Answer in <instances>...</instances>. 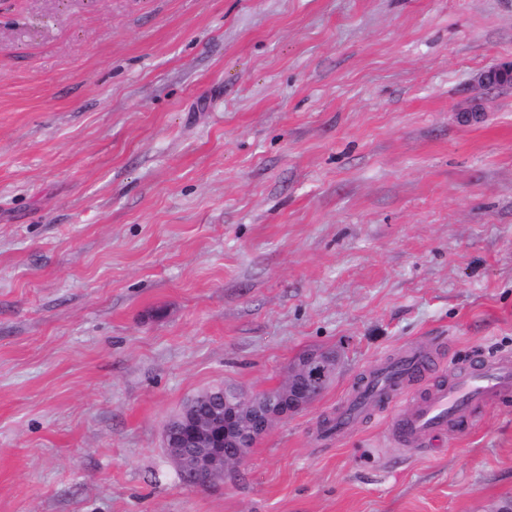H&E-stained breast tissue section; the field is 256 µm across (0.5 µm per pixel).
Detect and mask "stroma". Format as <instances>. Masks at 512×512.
Wrapping results in <instances>:
<instances>
[{
  "label": "stroma",
  "instance_id": "stroma-1",
  "mask_svg": "<svg viewBox=\"0 0 512 512\" xmlns=\"http://www.w3.org/2000/svg\"><path fill=\"white\" fill-rule=\"evenodd\" d=\"M512 0H0V512H491L512 398L393 443L362 377L512 356ZM335 382L185 483L197 392Z\"/></svg>",
  "mask_w": 512,
  "mask_h": 512
}]
</instances>
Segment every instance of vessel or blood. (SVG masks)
I'll use <instances>...</instances> for the list:
<instances>
[{"label": "vessel or blood", "instance_id": "obj_1", "mask_svg": "<svg viewBox=\"0 0 512 512\" xmlns=\"http://www.w3.org/2000/svg\"><path fill=\"white\" fill-rule=\"evenodd\" d=\"M428 357L418 353L385 364L375 381L361 388L336 418L337 430L363 411L382 410L389 417L393 441L415 448L445 432L484 406L512 392V359L505 355L473 360L456 376L410 397V379L426 377Z\"/></svg>", "mask_w": 512, "mask_h": 512}]
</instances>
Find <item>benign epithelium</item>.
<instances>
[{"label":"benign epithelium","mask_w":512,"mask_h":512,"mask_svg":"<svg viewBox=\"0 0 512 512\" xmlns=\"http://www.w3.org/2000/svg\"><path fill=\"white\" fill-rule=\"evenodd\" d=\"M340 361L335 349L305 351L289 364L279 392L259 395L226 388L204 414L199 404L213 394L189 398L163 430L164 447L178 473L205 487L244 465L250 449L275 424L310 407L326 391Z\"/></svg>","instance_id":"benign-epithelium-1"}]
</instances>
